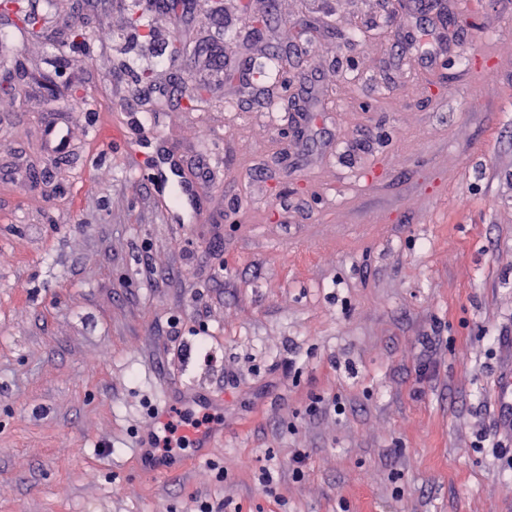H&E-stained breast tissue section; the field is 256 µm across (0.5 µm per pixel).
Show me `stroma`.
Wrapping results in <instances>:
<instances>
[{"instance_id":"obj_1","label":"stroma","mask_w":512,"mask_h":512,"mask_svg":"<svg viewBox=\"0 0 512 512\" xmlns=\"http://www.w3.org/2000/svg\"><path fill=\"white\" fill-rule=\"evenodd\" d=\"M470 2L447 0L436 58L402 49L381 0L168 12L162 99L125 68L123 0H64L59 30L0 58L88 99L59 163L35 140L55 99L0 87V162L43 176L0 180V512H193L200 495L214 512H512L494 394L512 351V0ZM72 26L87 40L58 53ZM171 38L197 49L200 111L179 103ZM256 42L287 57L284 95L313 98L303 129L244 87ZM158 139L190 175L222 150L211 222L169 223L135 182L128 147ZM317 398L342 414L309 415ZM155 408L206 410L224 434L151 473Z\"/></svg>"}]
</instances>
